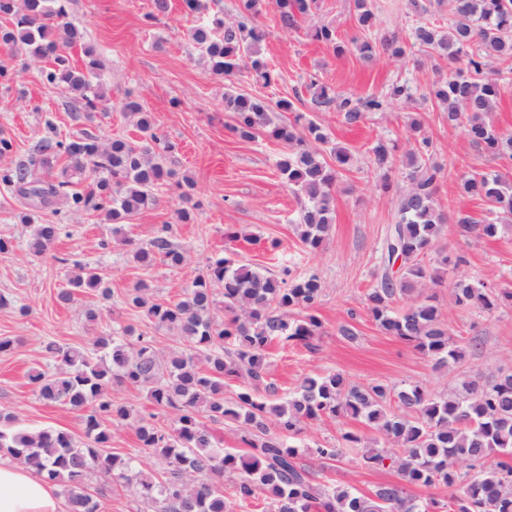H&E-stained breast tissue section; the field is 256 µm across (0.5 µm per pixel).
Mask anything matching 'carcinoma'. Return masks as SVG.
Wrapping results in <instances>:
<instances>
[{"label":"carcinoma","instance_id":"obj_1","mask_svg":"<svg viewBox=\"0 0 512 512\" xmlns=\"http://www.w3.org/2000/svg\"><path fill=\"white\" fill-rule=\"evenodd\" d=\"M23 3L25 12L20 13L15 0H0V18L11 21L0 27V41L28 58L51 63L43 78L70 96L75 118L90 121L96 113L109 111V100L94 84L101 63L91 58L78 67L71 62L77 32L69 21L67 0ZM264 5L265 0H238L237 25L226 28L216 19L191 31L199 56L210 63L214 75L228 79L244 68L254 86H271L274 70L253 48L263 37L258 17ZM314 5L315 0H274L277 22L292 29ZM448 6V31L420 24L412 32L416 43L458 65L432 94L446 105L448 125L464 116L474 144L493 155L511 153L512 134L499 131L489 118L502 91L500 71L491 69L489 59H512V0H448ZM355 8L359 25L372 27L374 13L368 0H355ZM312 37L340 49L336 30L329 25L315 28ZM353 44L368 63L381 51L395 57L406 54L395 35L381 39L377 48L357 39ZM314 102L335 106L349 125L387 106L383 97L337 95L326 86L319 88ZM123 110L140 115L142 141L116 139L111 149L102 150L86 132L66 142L45 140L28 161L5 171L0 179L30 207H47L65 196L77 211H103L114 221L129 222L156 202V192L170 175L167 163L174 145L157 134L136 100L127 99ZM294 110L291 101L273 102L259 92L224 94V111L232 114L231 131L238 138L253 140L267 129L289 146L277 169L286 187L307 198L297 227L303 244L316 252L334 221L338 171L321 158V146L329 143L321 125L309 120L297 131L274 124V113ZM406 141L404 168L410 187L397 198L396 221L387 229L366 305L386 334L412 345L433 369L449 370L462 360L464 345L475 339L450 336L438 307L422 293L400 312L393 307L416 286L441 283L425 258L446 223L436 200L443 167L429 161L431 142L419 121L407 125ZM394 150L383 140L371 148L386 192L391 188ZM60 153L67 162L54 173L49 159ZM76 175L90 181L87 191L73 190ZM460 190L483 202L487 217L459 218V233L496 236L500 225L492 216L512 215V181L498 174H474L461 179ZM61 230L59 224L32 225V252H48ZM159 255L173 266L184 260L171 240L169 224L148 245L132 250L133 260L143 267L153 265ZM214 283L224 287L222 320L216 317ZM68 284L58 293L63 304L86 289L98 291L104 299L110 295L103 277L85 266ZM146 290L147 285L138 284L127 296L128 305L146 309L154 330L175 331L182 348L165 353L156 347L154 337L126 326L110 336L95 337L89 347L46 341L42 349L56 371L34 368L29 374L43 400L85 411L84 441L61 429H18L12 414L0 412V457L23 460L43 472L62 489L69 512H99L91 485L98 474L111 479L113 491L155 504V512H237L261 496L270 512H512V370L486 381L466 376L446 396H433L418 384L396 389L384 383H349L330 371L305 378L282 397L275 383L267 381L269 347L278 339L314 349L313 340L322 329L315 314L322 293L317 277L292 278L287 268L275 275L223 256L211 260L205 275L177 301L150 304ZM450 292L455 305L483 312L512 303V289L493 291L480 279L459 278ZM230 378L240 385L234 402L227 404L224 380ZM115 385L143 390L155 407L173 414L170 425L133 417L128 407L112 398ZM393 402L398 406L395 412L390 410ZM323 416L358 420L378 432L388 447L367 444L352 432L342 434L339 445L330 448L295 445V436ZM205 417L247 431L250 452L216 446L202 422ZM115 422L132 423L149 459L164 466L161 478L154 479L108 451ZM347 449L357 451L365 467L393 468L400 481L367 495L349 484L323 483L300 462L306 453L336 462ZM227 473L237 478L226 489ZM412 485H442L448 488V500L418 499L408 493Z\"/></svg>","mask_w":512,"mask_h":512}]
</instances>
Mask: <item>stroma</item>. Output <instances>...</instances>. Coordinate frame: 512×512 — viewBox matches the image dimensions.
Returning <instances> with one entry per match:
<instances>
[{"label": "stroma", "instance_id": "obj_1", "mask_svg": "<svg viewBox=\"0 0 512 512\" xmlns=\"http://www.w3.org/2000/svg\"><path fill=\"white\" fill-rule=\"evenodd\" d=\"M171 4L170 13L157 18L153 0H69V20L81 35L72 50L73 61L83 64L90 55L100 60V82L111 104L109 112L91 123L72 119L65 93L43 81L41 62L0 43V65L21 71L17 82H0V135L14 144L13 154L0 159V171L26 159L44 139L63 140L83 130L104 148L117 135L140 140L136 116L122 109L131 95L151 113L157 133L174 144L169 166L177 178H192L197 203L189 221L176 222L175 212L183 203L170 182L155 205L118 228L104 212H75L63 197L28 211L13 190L0 184V237L14 244L11 252L0 253V295L8 300L0 307V337L15 341L11 353L0 354V410L15 415L25 429H65L83 439L82 412L42 400L28 381L31 368L53 369L42 352L44 341L86 346L119 326L144 331V310L125 302L130 289L143 281L148 302L178 300L205 273L209 261L220 256L274 274L286 265L293 277L314 274L322 283L316 313L323 327L316 350L278 343L269 349V378L280 388L291 390L305 377L336 371L350 382L377 381L391 387L417 383L441 395L453 391L458 371L484 380L498 370L512 369V305L488 314L454 305L449 290L464 276L481 279L491 288L512 289V220L491 239L464 237L457 231L460 216L483 215L481 203L461 193L462 177L500 173L512 178V157H494L476 147L464 126H449L446 112L430 97L435 83L454 75L455 65L413 47L404 57L382 53L369 64L353 45L357 39L377 42L392 33L405 38L420 23L447 29V7L433 4L428 13L417 14L408 9L407 0H371L375 22L368 30L357 22L354 0H317L316 8L299 18L294 29L281 28L270 7L260 18L265 32L260 49L275 71L267 93L297 102L295 112L278 113V123L294 124L296 113H303L326 130L331 146L346 148L352 156L349 169L336 179L329 235L319 251L310 253L296 225L305 200L285 186L276 167L283 143L265 134L244 141L229 130L232 115L224 110L225 85L230 82L249 92L250 78L242 72L228 82L212 74L190 38L195 18L183 11L181 0ZM321 24L335 28L345 46L343 55L311 38L310 29ZM396 84L407 85L410 98L391 100L385 111L367 113L355 125L343 123L335 107L313 103L321 85L343 95L388 97ZM413 117L422 122L433 159L443 167L436 198L448 222L426 258L442 278L431 291L433 302L451 336L480 341L478 349L466 350L456 371L433 370L411 345L384 333L366 308L385 230L396 215L395 197L379 190L382 173L372 164L370 149L383 139L405 151L406 124ZM27 214L39 224L62 225L49 253L37 256L30 251L29 229L22 222ZM165 224L174 227L183 263L172 267L159 260L151 268L140 267L132 259L133 248L149 243ZM231 229L238 231V238H228ZM80 264L98 270L111 290L109 299L89 290L77 294L71 305L58 302V292ZM90 308L99 309L97 321L87 320ZM344 326L352 337L342 336ZM347 431L362 434L366 428L346 416H325L295 443L334 445ZM302 462L330 482L351 484L367 494L398 480L390 468L361 467L353 452L329 464L310 455Z\"/></svg>", "mask_w": 512, "mask_h": 512}]
</instances>
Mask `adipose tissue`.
<instances>
[{
    "instance_id": "1",
    "label": "adipose tissue",
    "mask_w": 512,
    "mask_h": 512,
    "mask_svg": "<svg viewBox=\"0 0 512 512\" xmlns=\"http://www.w3.org/2000/svg\"><path fill=\"white\" fill-rule=\"evenodd\" d=\"M0 512H64L56 487L28 465L0 461Z\"/></svg>"
}]
</instances>
